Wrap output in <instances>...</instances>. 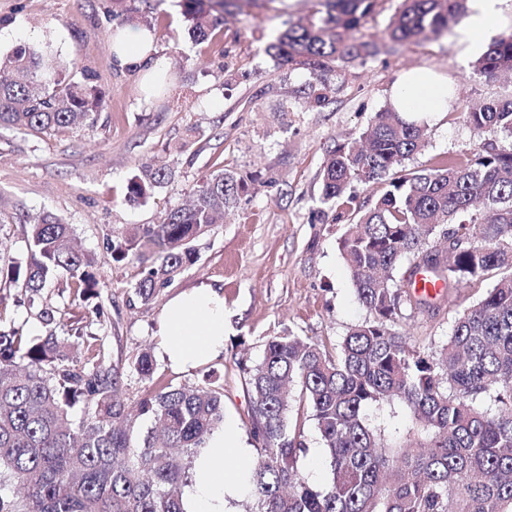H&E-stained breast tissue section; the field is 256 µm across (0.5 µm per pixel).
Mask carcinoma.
Masks as SVG:
<instances>
[{
	"instance_id": "1",
	"label": "carcinoma",
	"mask_w": 512,
	"mask_h": 512,
	"mask_svg": "<svg viewBox=\"0 0 512 512\" xmlns=\"http://www.w3.org/2000/svg\"><path fill=\"white\" fill-rule=\"evenodd\" d=\"M317 4L270 46L278 64L322 77L378 53L375 41L355 33L380 0ZM231 5L179 0L196 41L223 24ZM466 14L467 0H400L388 36L399 44L440 37ZM473 70L512 71V32L493 40ZM104 108L86 67L68 68L27 43L0 57V127L81 129ZM464 121L479 137L512 138V97L483 103ZM426 144V123L389 106L359 141L328 151L320 200L347 225L338 245L370 318L352 326L334 353L288 329L267 340L260 362L237 361L251 400L256 458L248 491L256 512H512V141L406 169ZM168 177L164 167L144 166L128 180L127 196L143 198ZM355 183L379 185L376 200L356 204ZM241 190L221 170L163 223L134 225L108 244L116 262L151 258L135 285L142 303L197 262L194 242ZM25 243L26 261L0 269L20 292L56 282L79 308L101 296L96 257L77 246L70 225L43 215ZM420 271L450 296L496 278L457 314L438 348L411 344L397 324L402 301L429 304L406 291ZM76 345L86 361L70 356ZM133 369L152 387L130 406L120 367L98 337L30 335L0 324V512H184L194 458L224 426V378L212 368L203 385L157 384L147 351ZM380 404L409 410L415 432L387 435L374 426L367 408ZM307 421L329 461L322 484L299 465Z\"/></svg>"
}]
</instances>
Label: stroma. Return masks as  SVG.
Instances as JSON below:
<instances>
[{
	"mask_svg": "<svg viewBox=\"0 0 512 512\" xmlns=\"http://www.w3.org/2000/svg\"><path fill=\"white\" fill-rule=\"evenodd\" d=\"M313 0H266L227 18L203 42L189 38L178 0H153L148 15L157 56L167 66L164 84L144 90L136 71L112 62L111 32L127 15L112 0H0V55L20 42L47 46L62 62L91 69L106 108L93 127L34 134L0 128V265L26 258L25 230L39 214L71 224L81 247L95 255L105 283L100 301L106 325L79 315L58 286L33 299L0 283V318L40 334L38 312L53 310L58 335L79 325L99 335L111 362L124 370V397L136 402L146 384L130 367L144 349L158 350L157 324L173 296L200 284L224 293V417L249 441L250 398L236 362H258L266 341L289 329L334 347L368 316L359 304L333 223L319 201L318 176L337 141L359 136L387 106L401 75L430 70L448 84V108L428 123V144L409 168L431 166L448 154L470 155L478 138L463 121L467 106L512 94V80L475 74L472 64L498 34L512 31V0L498 29L474 48L455 36L405 44L386 34L398 0H383L361 32L379 52L329 74L328 105L303 89L308 72L276 65L267 45ZM143 165L168 167L172 176L146 198L130 201L127 181ZM247 184L223 223L194 246L198 260L150 304L134 286L139 265L113 262L107 238L130 224L159 223L216 169ZM484 281L427 307L403 306L401 324L413 343L434 347L446 339L458 312L491 288Z\"/></svg>",
	"mask_w": 512,
	"mask_h": 512,
	"instance_id": "obj_1",
	"label": "stroma"
}]
</instances>
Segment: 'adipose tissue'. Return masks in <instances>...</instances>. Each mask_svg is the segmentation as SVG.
I'll use <instances>...</instances> for the list:
<instances>
[{
	"instance_id": "1",
	"label": "adipose tissue",
	"mask_w": 512,
	"mask_h": 512,
	"mask_svg": "<svg viewBox=\"0 0 512 512\" xmlns=\"http://www.w3.org/2000/svg\"><path fill=\"white\" fill-rule=\"evenodd\" d=\"M504 0H473L472 11L459 30V40L474 45L501 20ZM114 64L136 70L148 78L163 71L155 57L153 38L139 28L124 29L112 42ZM394 104L407 119L417 120L444 111L448 86L428 71L405 74L394 96ZM158 333L160 354L178 368H194L221 356L224 351V294L203 284L172 298L162 314ZM252 457L237 437L233 422H225L214 433L194 461V477L185 487V512H234L232 503L246 489Z\"/></svg>"
}]
</instances>
